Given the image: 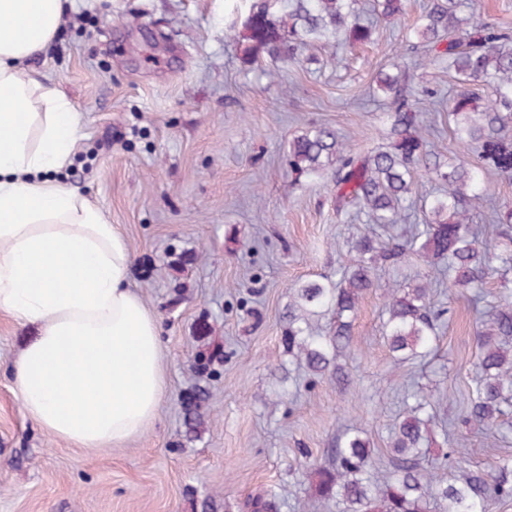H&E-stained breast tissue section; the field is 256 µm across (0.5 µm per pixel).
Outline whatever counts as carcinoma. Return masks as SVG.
Returning a JSON list of instances; mask_svg holds the SVG:
<instances>
[{"instance_id": "carcinoma-1", "label": "carcinoma", "mask_w": 512, "mask_h": 512, "mask_svg": "<svg viewBox=\"0 0 512 512\" xmlns=\"http://www.w3.org/2000/svg\"><path fill=\"white\" fill-rule=\"evenodd\" d=\"M288 9V23L274 18L276 3ZM358 0H261L238 31L249 56L300 52L334 39L353 49L371 40L373 24L356 21ZM376 15L391 17L402 11V0H374ZM425 49L418 60L424 67H446L458 89L448 98V117L462 150H476L488 169L512 176V32L461 15L459 0H430L413 27ZM379 90L387 100L393 139L386 148L354 152L329 127L308 130L289 142L288 163L296 172L322 175L333 169L338 205L356 203L368 223L393 226L405 220L416 176L425 174L444 186L443 193L423 201V228L408 238L381 247L365 234L354 244L358 259L336 282L304 281L291 289L288 305V353L305 360L314 375L334 364L335 352L350 343L361 299L374 288L372 263L395 264L414 254L423 268L443 263L448 287L473 290L482 302L485 279L512 273V208L495 214L496 237L485 236L472 223L486 190L481 169L464 160L440 161L417 132V97L432 94L414 89L407 75L381 72ZM479 84L478 95L469 85ZM332 308L333 324L324 336L309 332V318ZM435 308L423 283L388 289L382 305V332L393 361L422 359L439 336ZM479 355L477 384L464 398L466 422L485 431L503 433L504 407L512 404V294L491 306L476 330ZM412 405L393 426L391 468L386 477L372 479L376 465L369 440L361 431L346 432L332 449V462L312 469L315 492L336 502L339 512H486L492 499H512V459L488 473H466L444 480L425 464L426 442L434 423L430 395L416 391Z\"/></svg>"}]
</instances>
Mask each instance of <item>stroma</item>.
Instances as JSON below:
<instances>
[{
    "label": "stroma",
    "instance_id": "obj_1",
    "mask_svg": "<svg viewBox=\"0 0 512 512\" xmlns=\"http://www.w3.org/2000/svg\"><path fill=\"white\" fill-rule=\"evenodd\" d=\"M428 0L375 22L356 49L327 41L299 59H247L227 27L252 0H73L59 39L30 64L77 109L80 139L59 173L99 206L131 254L127 286L155 316L164 395L143 433L118 448L51 439L23 410L13 371L35 331L0 311V512H243L272 491L278 512H336L318 500L306 459H327L345 427L376 456L407 394L437 409L428 458L443 477L491 470L512 458V429L491 439L463 421L474 385L479 310L467 290L439 295L453 316L426 359L393 363L381 334L382 294L416 282L417 261L375 269L349 348L337 354L347 385L312 378L289 354V290L338 279L369 226L354 207L336 212L333 176L288 165V144L326 125L364 151L388 145L391 123L376 91L380 70L407 65L422 134L443 158L458 155L446 101L447 70L418 67L408 28ZM206 390L201 422H185L187 394ZM465 451L448 460L449 449Z\"/></svg>",
    "mask_w": 512,
    "mask_h": 512
}]
</instances>
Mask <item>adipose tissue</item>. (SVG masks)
I'll return each instance as SVG.
<instances>
[{
  "label": "adipose tissue",
  "instance_id": "adipose-tissue-1",
  "mask_svg": "<svg viewBox=\"0 0 512 512\" xmlns=\"http://www.w3.org/2000/svg\"><path fill=\"white\" fill-rule=\"evenodd\" d=\"M66 11L67 0H0V310L38 328L14 374L26 414L75 446L118 447L162 398L161 347L127 286L120 231L50 178L74 151L78 121L26 65Z\"/></svg>",
  "mask_w": 512,
  "mask_h": 512
}]
</instances>
